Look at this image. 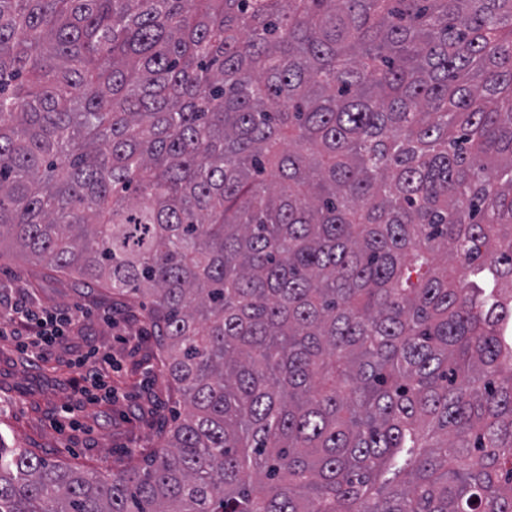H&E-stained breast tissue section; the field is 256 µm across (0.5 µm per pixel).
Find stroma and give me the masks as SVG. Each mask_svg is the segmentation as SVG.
I'll return each mask as SVG.
<instances>
[{"label":"stroma","mask_w":512,"mask_h":512,"mask_svg":"<svg viewBox=\"0 0 512 512\" xmlns=\"http://www.w3.org/2000/svg\"><path fill=\"white\" fill-rule=\"evenodd\" d=\"M0 284L48 309L84 307L97 314L119 310L132 331L141 332L138 351L125 350L118 329L98 319L77 327L61 346L37 362L0 340V440L62 464L103 474H120L143 464L183 406L174 394L158 356L145 307L113 295L110 289L62 277L40 265L0 262ZM111 348L120 359L112 383L136 396L143 414L124 420L123 404H92L84 409L88 431L65 439L53 416L70 398L71 358L89 346Z\"/></svg>","instance_id":"35a3bbf8"}]
</instances>
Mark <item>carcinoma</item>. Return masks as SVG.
<instances>
[{"label": "carcinoma", "mask_w": 512, "mask_h": 512, "mask_svg": "<svg viewBox=\"0 0 512 512\" xmlns=\"http://www.w3.org/2000/svg\"><path fill=\"white\" fill-rule=\"evenodd\" d=\"M6 253L189 412L0 512H512V0H0Z\"/></svg>", "instance_id": "carcinoma-1"}]
</instances>
